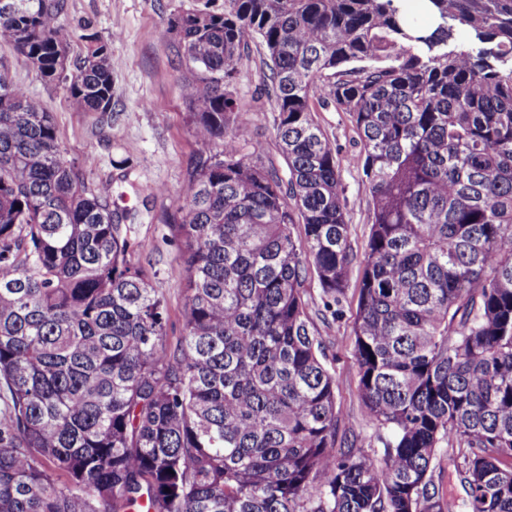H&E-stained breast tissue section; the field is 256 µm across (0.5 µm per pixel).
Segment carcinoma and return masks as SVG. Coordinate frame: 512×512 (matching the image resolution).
Instances as JSON below:
<instances>
[{
	"instance_id": "cac0c4a2",
	"label": "carcinoma",
	"mask_w": 512,
	"mask_h": 512,
	"mask_svg": "<svg viewBox=\"0 0 512 512\" xmlns=\"http://www.w3.org/2000/svg\"><path fill=\"white\" fill-rule=\"evenodd\" d=\"M224 0L171 18L211 146L171 214L183 336L135 262L111 183L66 157L0 72V512H512V0ZM64 0L0 3V42L71 108L112 117L109 43ZM458 28L472 41L460 43ZM286 171L239 146L251 44ZM352 115L371 225L354 321L381 456L336 447V377L309 314L356 259L342 159L313 99ZM304 226V236L294 234ZM441 469L443 470V484L444 490L446 491V497L448 500V490L450 493V499L453 503V512H467L466 508V495L458 480L454 475L451 483L448 485V457L444 456L440 462Z\"/></svg>"
}]
</instances>
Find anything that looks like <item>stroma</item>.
Listing matches in <instances>:
<instances>
[{
    "label": "stroma",
    "mask_w": 512,
    "mask_h": 512,
    "mask_svg": "<svg viewBox=\"0 0 512 512\" xmlns=\"http://www.w3.org/2000/svg\"><path fill=\"white\" fill-rule=\"evenodd\" d=\"M223 9L224 0H66L60 15L64 26L77 31L91 25L111 44L114 114L108 123L102 122L99 113L73 111L62 86L43 81L21 55L9 46H0V72L43 100L54 116L67 157L83 165L94 180H112L116 192L124 194L127 207L140 212L142 222L137 230L146 248L137 260L153 286L167 298V334L172 343L182 335L185 289L182 269L175 260L179 242L163 218L186 190V170L203 145L192 133L188 108L180 95V83L188 69L177 55L168 24L180 13ZM262 53V46H251L236 85L241 107L266 115L264 121L248 126L241 146L258 164L282 171L286 165L272 120L274 104L259 77ZM314 111L343 160L347 221L354 252L360 256L366 248L371 210L365 177L353 163L360 144L352 118L330 105H315ZM160 187L166 188V195H157ZM308 288L313 320L336 376L338 438L356 442L372 433L356 389L353 326L357 293L348 289L342 317L326 320L320 314L317 283H309Z\"/></svg>",
    "instance_id": "obj_1"
}]
</instances>
